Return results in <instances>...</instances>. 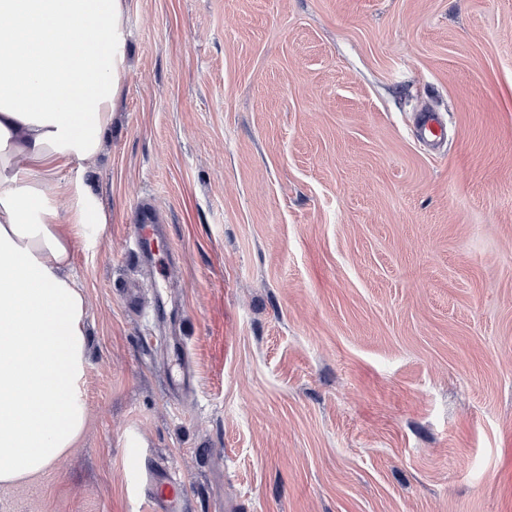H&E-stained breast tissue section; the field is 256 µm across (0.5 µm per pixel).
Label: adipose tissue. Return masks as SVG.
<instances>
[{
    "instance_id": "adipose-tissue-1",
    "label": "adipose tissue",
    "mask_w": 512,
    "mask_h": 512,
    "mask_svg": "<svg viewBox=\"0 0 512 512\" xmlns=\"http://www.w3.org/2000/svg\"><path fill=\"white\" fill-rule=\"evenodd\" d=\"M128 11L0 0L1 487L42 479L87 427L86 299L71 270L108 218L83 180L57 174L104 151L129 73Z\"/></svg>"
}]
</instances>
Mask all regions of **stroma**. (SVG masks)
<instances>
[{
	"label": "stroma",
	"mask_w": 512,
	"mask_h": 512,
	"mask_svg": "<svg viewBox=\"0 0 512 512\" xmlns=\"http://www.w3.org/2000/svg\"><path fill=\"white\" fill-rule=\"evenodd\" d=\"M126 36L89 425L0 512H134V445L193 512H512V0H131ZM418 131L421 142L429 148H434L443 140L446 126L439 113L422 112L418 121ZM155 220L152 209L147 205H143L139 215V223L133 225V238L141 251H154V244L157 239Z\"/></svg>",
	"instance_id": "obj_1"
}]
</instances>
